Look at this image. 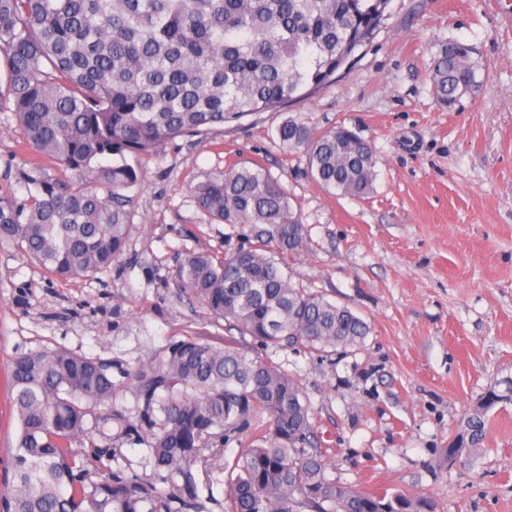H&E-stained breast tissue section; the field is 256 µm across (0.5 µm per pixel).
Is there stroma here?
<instances>
[{"label":"stroma","instance_id":"35a3bbf8","mask_svg":"<svg viewBox=\"0 0 512 512\" xmlns=\"http://www.w3.org/2000/svg\"><path fill=\"white\" fill-rule=\"evenodd\" d=\"M451 39L473 47L480 86L445 110L429 74ZM289 118L370 141L373 193L323 191L304 155L280 147ZM21 142L1 110L0 186L26 158ZM236 163L263 166L301 214L307 245L288 260L296 280L371 329L347 355H272L310 401L331 477L422 494L437 512H512V0H390L372 43L313 97L135 160L144 183L125 251L95 277L55 280L0 244V487L13 480L18 424L5 377L16 355L63 347L133 365L177 339L223 337V321L175 276L187 252L242 244L239 228L211 222L190 191ZM492 386L504 400L489 413L486 451L448 463L445 448Z\"/></svg>","mask_w":512,"mask_h":512}]
</instances>
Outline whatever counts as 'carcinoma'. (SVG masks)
Segmentation results:
<instances>
[{
    "instance_id": "1",
    "label": "carcinoma",
    "mask_w": 512,
    "mask_h": 512,
    "mask_svg": "<svg viewBox=\"0 0 512 512\" xmlns=\"http://www.w3.org/2000/svg\"><path fill=\"white\" fill-rule=\"evenodd\" d=\"M389 2L0 0V110L13 112L29 155L16 176L27 197L0 191V244L62 279L107 270L124 250L142 184L127 158L333 84L375 37ZM472 54L458 40L437 52L439 106L477 86ZM277 135L284 151L304 153L325 192L361 199L373 190L376 155L357 132L339 124L315 134L288 119ZM46 159L60 173L49 174ZM191 193L246 240L221 256L189 252L177 271L178 288L224 320L228 336L174 340L134 366L65 348L14 357L18 436L4 512H199L198 472L244 433L247 446L224 459V512H435L425 498L330 477L299 383L241 343L332 356L361 349L369 333L352 309L293 281L287 258L303 251L306 228L278 180L233 166ZM122 388L134 409L114 404ZM501 401L491 387L465 414L448 460L483 449L488 411ZM118 442L145 446L157 477L120 463Z\"/></svg>"
}]
</instances>
